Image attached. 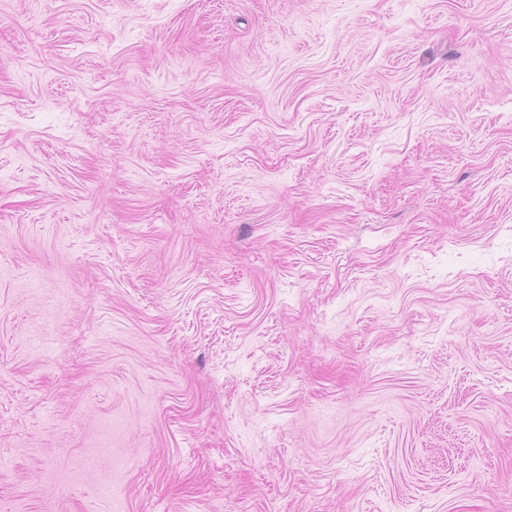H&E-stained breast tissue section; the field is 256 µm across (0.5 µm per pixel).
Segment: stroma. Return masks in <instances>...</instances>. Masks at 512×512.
<instances>
[{"label":"stroma","mask_w":512,"mask_h":512,"mask_svg":"<svg viewBox=\"0 0 512 512\" xmlns=\"http://www.w3.org/2000/svg\"><path fill=\"white\" fill-rule=\"evenodd\" d=\"M0 512H512V0H0Z\"/></svg>","instance_id":"1"}]
</instances>
